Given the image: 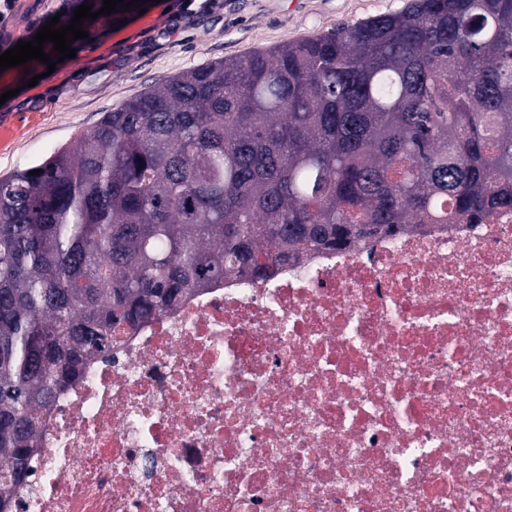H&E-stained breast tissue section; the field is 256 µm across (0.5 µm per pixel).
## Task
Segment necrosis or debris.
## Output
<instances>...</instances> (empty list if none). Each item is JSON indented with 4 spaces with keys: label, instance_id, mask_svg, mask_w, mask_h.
Listing matches in <instances>:
<instances>
[{
    "label": "necrosis or debris",
    "instance_id": "obj_1",
    "mask_svg": "<svg viewBox=\"0 0 512 512\" xmlns=\"http://www.w3.org/2000/svg\"><path fill=\"white\" fill-rule=\"evenodd\" d=\"M12 512H512V210L303 252L122 333Z\"/></svg>",
    "mask_w": 512,
    "mask_h": 512
}]
</instances>
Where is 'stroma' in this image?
<instances>
[{"mask_svg": "<svg viewBox=\"0 0 512 512\" xmlns=\"http://www.w3.org/2000/svg\"><path fill=\"white\" fill-rule=\"evenodd\" d=\"M409 0H145L85 20L74 58L48 70L39 61L0 72V176L72 143L103 113L147 87L207 63L287 44L339 26L402 10ZM59 0H15L0 21V49L31 40ZM35 86H27L29 76Z\"/></svg>", "mask_w": 512, "mask_h": 512, "instance_id": "35a3bbf8", "label": "stroma"}]
</instances>
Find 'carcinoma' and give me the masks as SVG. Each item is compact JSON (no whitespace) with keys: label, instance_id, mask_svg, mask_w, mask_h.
<instances>
[{"label":"carcinoma","instance_id":"obj_1","mask_svg":"<svg viewBox=\"0 0 512 512\" xmlns=\"http://www.w3.org/2000/svg\"><path fill=\"white\" fill-rule=\"evenodd\" d=\"M511 209L512 0H411L147 88L0 178V504L56 395L194 289Z\"/></svg>","mask_w":512,"mask_h":512}]
</instances>
